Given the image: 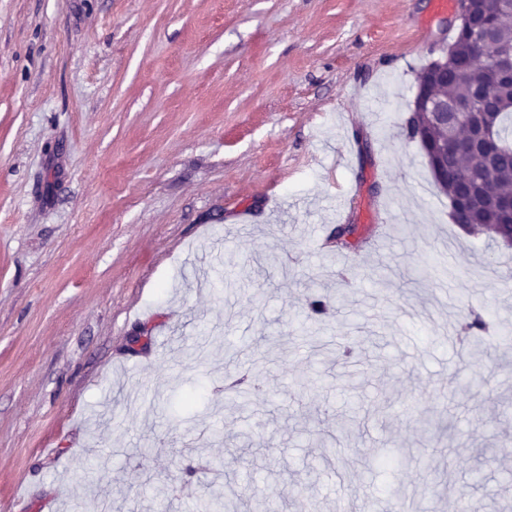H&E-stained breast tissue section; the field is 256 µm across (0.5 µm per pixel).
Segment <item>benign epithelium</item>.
<instances>
[{
	"instance_id": "1",
	"label": "benign epithelium",
	"mask_w": 512,
	"mask_h": 512,
	"mask_svg": "<svg viewBox=\"0 0 512 512\" xmlns=\"http://www.w3.org/2000/svg\"><path fill=\"white\" fill-rule=\"evenodd\" d=\"M477 9L475 0H458L457 18L459 25L456 27V36L470 42L474 49V60L484 61L491 49V31L496 25L495 15L487 9H482V18L479 25H474L473 14ZM489 81L495 85L512 82V61H505L487 69ZM491 89L480 88L473 94L471 101L465 105H448V102L439 100L429 93L425 85H419L417 94L413 100V111L428 112L434 118L442 120L448 118V113L456 115L454 124L460 129V133L444 140L426 144L422 135H417L421 142L425 157L431 163L436 180L448 179V157L458 156L471 151H483L490 155L496 153L493 143L497 139L493 128L474 121V116L484 111L491 99ZM474 197L470 193H461L453 199L452 209L456 215L457 223L462 227L468 224L462 220V216L473 208ZM485 207L502 216L512 218V197H492L485 201Z\"/></svg>"
}]
</instances>
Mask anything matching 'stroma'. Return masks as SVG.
<instances>
[{"mask_svg":"<svg viewBox=\"0 0 512 512\" xmlns=\"http://www.w3.org/2000/svg\"><path fill=\"white\" fill-rule=\"evenodd\" d=\"M453 21L0 0V512H202L218 490L241 512H512V345L464 364L450 337L474 311L512 326V249L450 221L406 133ZM314 292L340 304L300 343ZM240 370L246 409L220 390Z\"/></svg>","mask_w":512,"mask_h":512,"instance_id":"35a3bbf8","label":"stroma"}]
</instances>
